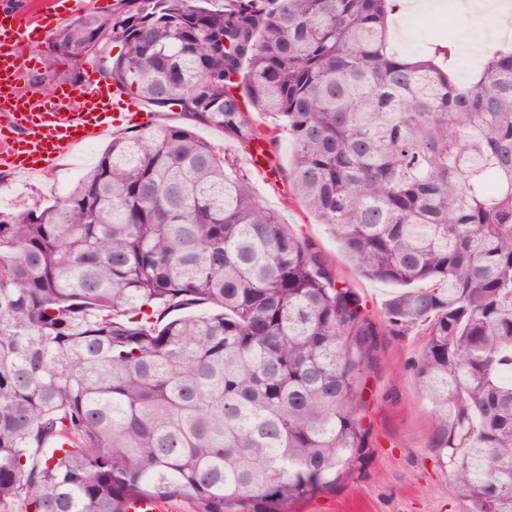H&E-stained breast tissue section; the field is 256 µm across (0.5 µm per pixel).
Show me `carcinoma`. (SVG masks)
<instances>
[{"instance_id":"1","label":"carcinoma","mask_w":512,"mask_h":512,"mask_svg":"<svg viewBox=\"0 0 512 512\" xmlns=\"http://www.w3.org/2000/svg\"><path fill=\"white\" fill-rule=\"evenodd\" d=\"M396 0H117L50 36L32 84L100 75L151 112L54 204L0 212V504L291 512L370 448L378 326L421 331L432 446L473 512H512V43L465 83L407 59ZM65 59L72 68L59 72ZM271 118L261 133L252 113ZM196 125L270 171L366 276L374 316Z\"/></svg>"}]
</instances>
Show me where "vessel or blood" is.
<instances>
[{
  "label": "vessel or blood",
  "mask_w": 512,
  "mask_h": 512,
  "mask_svg": "<svg viewBox=\"0 0 512 512\" xmlns=\"http://www.w3.org/2000/svg\"><path fill=\"white\" fill-rule=\"evenodd\" d=\"M46 19L30 23L0 0V166L41 171L73 146L111 133L113 115L126 101L88 73L77 86H58L50 100L33 97L20 81L28 70L20 43L47 31Z\"/></svg>",
  "instance_id": "b4317fda"
}]
</instances>
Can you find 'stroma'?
I'll return each instance as SVG.
<instances>
[{"label": "stroma", "instance_id": "35a3bbf8", "mask_svg": "<svg viewBox=\"0 0 512 512\" xmlns=\"http://www.w3.org/2000/svg\"><path fill=\"white\" fill-rule=\"evenodd\" d=\"M429 14L396 13L391 37L398 51L424 52L439 35L448 9L457 0H441ZM110 136L78 144L52 169L41 174L0 175V211L39 209L63 196L99 160ZM250 179L255 195L277 210L285 224L314 244L349 281L373 313H380L393 287L361 276L339 249L325 225L292 197L285 179L269 181L258 173ZM380 370L369 379L364 398L372 425V446L360 472L336 491L293 504L292 512H471L451 479V467L432 447L436 410L421 392L412 366L423 344L418 332L398 335L381 329Z\"/></svg>", "mask_w": 512, "mask_h": 512}]
</instances>
